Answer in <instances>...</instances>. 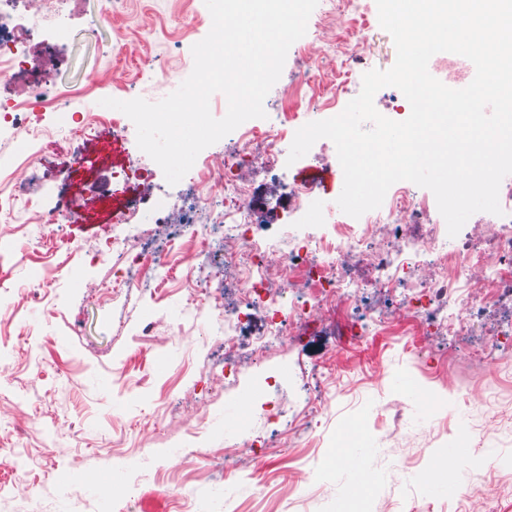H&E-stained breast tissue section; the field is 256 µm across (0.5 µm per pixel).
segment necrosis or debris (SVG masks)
<instances>
[{
	"instance_id": "obj_1",
	"label": "necrosis or debris",
	"mask_w": 512,
	"mask_h": 512,
	"mask_svg": "<svg viewBox=\"0 0 512 512\" xmlns=\"http://www.w3.org/2000/svg\"><path fill=\"white\" fill-rule=\"evenodd\" d=\"M36 1L44 9L42 25L54 27L62 36L68 33L66 19L72 0H0V80L31 85L33 93L26 101L16 100L10 93L0 96V127L12 128L22 119L37 138L44 130V114L60 109L62 101L46 76L48 47L41 26L26 21ZM330 3V13L349 16L352 22L351 28L338 33L329 45L331 66L318 64L304 71L298 86L289 89L280 111L269 113L262 121L241 124L225 136L222 162L194 163L185 176L187 197L181 207L180 237L194 243L221 230L224 265L239 272L236 288L240 308L224 314V341L229 346L235 345L243 324L242 310L264 307L271 300L261 275L266 268L303 278L308 288L301 299L274 309L263 333L250 343L258 352L318 311L355 302L366 293L392 295L407 289L406 305L425 326L461 335L493 305L499 293L512 292V175L501 182V214L489 217L493 233L488 252L472 234L449 237L433 193L409 181L392 185L380 208L357 219L343 213L313 184L285 185L284 199L272 204L270 211L287 218L288 231L275 244L258 240L250 207L253 191L237 179V168L252 160L255 145L266 155H281L301 126V110L333 108L364 59V43L356 26L367 15L365 0ZM102 128L117 136L125 134L128 118L104 106L93 112H74L63 132L78 139ZM217 198L222 200L223 210L211 223H201L199 212L211 207ZM74 207V201L64 196L53 208L43 209L33 201H19L6 184L0 183V213L27 226L45 229L65 223ZM383 226L393 232L390 244L369 252L371 240ZM368 255L373 258L375 274L368 282H357L344 269L343 261H361ZM424 262L437 269V276L413 280L412 269Z\"/></svg>"
}]
</instances>
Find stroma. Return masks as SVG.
<instances>
[{"label": "stroma", "mask_w": 512, "mask_h": 512, "mask_svg": "<svg viewBox=\"0 0 512 512\" xmlns=\"http://www.w3.org/2000/svg\"><path fill=\"white\" fill-rule=\"evenodd\" d=\"M102 0H79L70 34L56 42L46 70L71 110L128 91L156 102L191 73V48L210 31L203 0H125L114 19ZM363 70L355 71L344 101L357 97L364 71L386 70L396 49L370 12ZM159 59L157 73L129 77L140 54ZM106 72L95 95L78 87ZM26 126L0 137V166L24 198L46 207L59 196L77 201L66 223L42 240L0 217V305L13 321L0 331V452L26 444L15 471H0V512H60L59 487L68 484L70 512H99L92 489L107 484L112 512H188L191 502L212 512H512V439L485 437L489 419L512 420V300H501L468 335L423 327L406 309L368 296L377 311L375 335L342 336V311L320 317L313 332L276 341L263 353L224 349L217 307L238 305L233 289L201 295L187 310V270L173 224L138 225L131 245L147 256L166 255L172 281L154 294H116L92 300L112 285V263L87 269L85 252L125 234L120 217L142 194V182L117 180L86 203L103 171L153 167L135 139L103 130L81 140L56 133L41 140L31 163L17 153ZM289 181L316 180L322 195L338 196L344 175L332 141L288 167ZM498 349L495 376L481 355ZM241 366L223 376L225 363ZM275 403L279 423L251 420L254 407ZM237 407L251 425L232 462L214 457L222 423ZM370 445L366 467L353 469L347 449ZM460 464L440 471L438 457ZM30 494L6 491L13 473ZM144 489L125 493L131 476Z\"/></svg>", "instance_id": "stroma-1"}]
</instances>
